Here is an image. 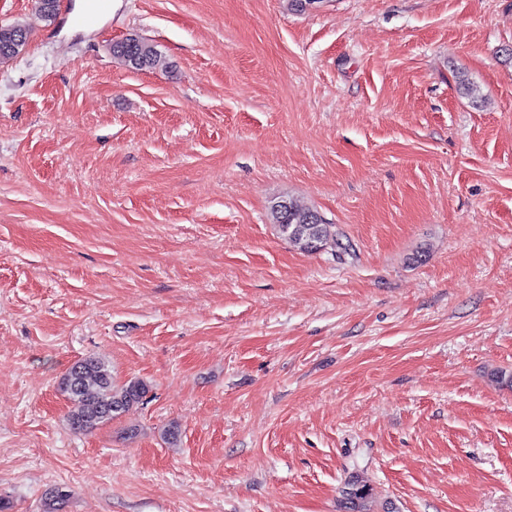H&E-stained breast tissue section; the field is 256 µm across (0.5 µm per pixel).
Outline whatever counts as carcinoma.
Masks as SVG:
<instances>
[{
  "label": "carcinoma",
  "instance_id": "1",
  "mask_svg": "<svg viewBox=\"0 0 512 512\" xmlns=\"http://www.w3.org/2000/svg\"><path fill=\"white\" fill-rule=\"evenodd\" d=\"M28 35L29 30L24 25L0 27V47L15 46L19 41L25 43ZM112 54L134 70H165L169 67L156 46L136 34H130L125 40L115 43ZM270 216L280 234L304 252H315V243L328 237L335 241V247L342 248L333 225L324 223L313 209L302 207L291 200H280L270 206ZM62 385L71 402L69 422L75 432L92 430L128 412L142 402L149 392L147 384L142 380L116 382L105 362L96 357H86L74 363ZM370 498L367 485L357 479L348 482L345 491L347 512H370Z\"/></svg>",
  "mask_w": 512,
  "mask_h": 512
}]
</instances>
